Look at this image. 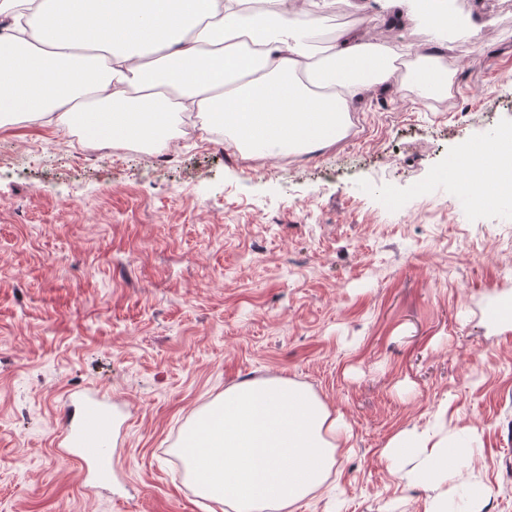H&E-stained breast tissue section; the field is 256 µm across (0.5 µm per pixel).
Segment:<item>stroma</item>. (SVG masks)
<instances>
[{"label":"stroma","instance_id":"obj_1","mask_svg":"<svg viewBox=\"0 0 512 512\" xmlns=\"http://www.w3.org/2000/svg\"><path fill=\"white\" fill-rule=\"evenodd\" d=\"M461 26L389 27L382 0H325L324 37L389 31L440 47L446 105L404 80L361 102L332 148L243 161L186 133L164 153L0 126V512H210L176 446L246 380L310 389L352 437L294 512H425L383 456L403 429L477 428L484 512H512V210L464 206L445 172L512 128V0H457ZM125 401L112 492L61 454L69 397Z\"/></svg>","mask_w":512,"mask_h":512}]
</instances>
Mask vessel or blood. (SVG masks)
<instances>
[{"label":"vessel or blood","mask_w":512,"mask_h":512,"mask_svg":"<svg viewBox=\"0 0 512 512\" xmlns=\"http://www.w3.org/2000/svg\"><path fill=\"white\" fill-rule=\"evenodd\" d=\"M118 411L107 396L87 390L79 393L63 425L65 445L75 457L90 465L92 488L112 481V456L109 449L115 440Z\"/></svg>","instance_id":"b4317fda"}]
</instances>
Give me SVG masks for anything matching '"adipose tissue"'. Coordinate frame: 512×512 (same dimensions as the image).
I'll use <instances>...</instances> for the list:
<instances>
[{
    "instance_id": "1",
    "label": "adipose tissue",
    "mask_w": 512,
    "mask_h": 512,
    "mask_svg": "<svg viewBox=\"0 0 512 512\" xmlns=\"http://www.w3.org/2000/svg\"><path fill=\"white\" fill-rule=\"evenodd\" d=\"M0 0L11 18L27 6V26L0 31V125L41 119L85 138L169 148L172 116L204 114L201 133L221 127L244 158L332 146L345 119L393 74L387 47L346 31L322 50L321 20L295 0ZM500 135L488 150L463 146L449 176L512 197L496 173ZM305 387L283 378L230 386L184 430L178 453L200 497L232 512H290L319 489L349 440ZM402 480L419 485L454 473L471 452L452 437L405 429L384 448Z\"/></svg>"
}]
</instances>
